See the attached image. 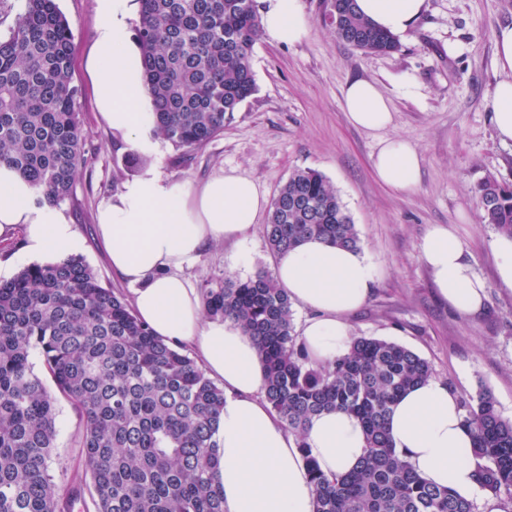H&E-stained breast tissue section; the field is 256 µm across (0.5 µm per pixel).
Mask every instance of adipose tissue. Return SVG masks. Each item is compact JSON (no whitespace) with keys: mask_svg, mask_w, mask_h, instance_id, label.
I'll return each instance as SVG.
<instances>
[{"mask_svg":"<svg viewBox=\"0 0 512 512\" xmlns=\"http://www.w3.org/2000/svg\"><path fill=\"white\" fill-rule=\"evenodd\" d=\"M261 30L275 44L296 45L309 35L300 0H259ZM380 29L402 35L415 26L427 0H356ZM134 0H96V38L90 69L100 81L101 114L113 133L133 149L153 152L145 130L154 123L142 57L130 29ZM503 74L492 94L498 137L512 141V25L495 39ZM352 126L380 131L392 120L378 85L356 80L343 90ZM422 158L401 138H384L373 171L399 192L419 182ZM34 187L0 164V240L22 232L31 259L58 261L83 248L63 213L34 206ZM257 184L236 174L198 186L163 180L154 168L124 183L97 211L96 230L113 272L133 288L135 315L166 343L189 347L210 377L224 386L217 440L224 512H315L314 488L298 441L264 398L265 374L250 336L228 320L205 317L199 295L182 277L185 264L212 243H244L267 207ZM422 256L442 298L460 315L478 314L486 284L475 275L455 230L438 224L428 232ZM274 276L290 297L311 310L301 327L309 360L323 363L344 354L354 336L350 317L367 300L373 273L364 253L316 238L278 255ZM389 428L397 448L417 473L460 493L477 490L473 439L457 397L430 379L407 391L394 407ZM307 444L321 472L333 478L355 467L365 450L360 422L343 412L313 417Z\"/></svg>","mask_w":512,"mask_h":512,"instance_id":"obj_1","label":"adipose tissue"}]
</instances>
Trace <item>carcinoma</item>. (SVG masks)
I'll return each instance as SVG.
<instances>
[{
  "mask_svg": "<svg viewBox=\"0 0 512 512\" xmlns=\"http://www.w3.org/2000/svg\"><path fill=\"white\" fill-rule=\"evenodd\" d=\"M135 29L153 101L156 136L200 148L224 131L256 91L251 65L260 34L256 0H139ZM343 18L336 38L364 53L400 51L396 36L362 16L355 0H331ZM73 31L57 0H25L0 38V163L56 208L72 196L85 163V131L73 80ZM484 221L512 238V184L478 189ZM318 237L360 248L356 225L320 173L296 169L274 196L265 238L278 255ZM204 312L253 338L266 365L264 397L288 433L305 440L309 420L344 411L362 422L366 453L329 479L310 451L315 512H475L451 488L421 479L387 429L397 398L433 377L431 364L395 341L356 336L332 361L311 362L294 334L293 305L272 273L226 276L205 290ZM39 356L84 429V461L97 512H224L216 435L224 389L197 362L164 343L122 294L102 285L77 256L33 264L0 281V512H70L49 472L56 398L34 371ZM472 430L477 481L512 496V420L489 390L460 401Z\"/></svg>",
  "mask_w": 512,
  "mask_h": 512,
  "instance_id": "carcinoma-1",
  "label": "carcinoma"
}]
</instances>
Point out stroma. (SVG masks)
Masks as SVG:
<instances>
[{
	"label": "stroma",
	"mask_w": 512,
	"mask_h": 512,
	"mask_svg": "<svg viewBox=\"0 0 512 512\" xmlns=\"http://www.w3.org/2000/svg\"><path fill=\"white\" fill-rule=\"evenodd\" d=\"M328 0H301L310 24L302 43L288 46L258 38L252 67L256 93L224 132L179 156L168 142L147 164L172 182L198 185L233 172L274 197L295 169L310 168L333 184L353 222L373 270L367 302L351 317L355 334L398 342L425 358L437 380L458 399L492 391L512 419V290L497 275L477 189L490 176L512 183V142H501L492 122V93L501 74L495 64L498 29L512 24V0H428L424 16L400 36L399 52L362 53L339 41L326 18ZM75 35L77 110L86 132L85 163L71 201L60 210L84 242L80 253L102 284L122 295L129 285L111 271L96 235L98 205L139 175L127 165L131 148L112 134L97 107L100 84L86 59L94 43L95 0H57ZM355 79L377 82L393 121L382 132L354 128L342 92ZM401 137L423 157L417 187L395 192L372 169L380 138ZM259 217L242 245L215 244L183 269L196 291L225 275L240 279L273 268ZM453 225L477 276L487 285L485 310L457 314L442 300L422 258L433 225ZM56 448L51 473L61 489L81 483L72 512H96L83 456V429L65 398L56 402Z\"/></svg>",
	"instance_id": "obj_1"
}]
</instances>
